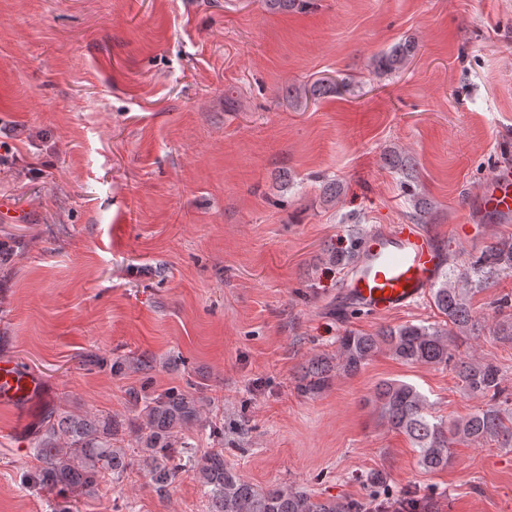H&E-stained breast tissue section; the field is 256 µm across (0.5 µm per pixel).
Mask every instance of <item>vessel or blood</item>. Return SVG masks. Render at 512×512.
Returning <instances> with one entry per match:
<instances>
[{
  "label": "vessel or blood",
  "mask_w": 512,
  "mask_h": 512,
  "mask_svg": "<svg viewBox=\"0 0 512 512\" xmlns=\"http://www.w3.org/2000/svg\"><path fill=\"white\" fill-rule=\"evenodd\" d=\"M482 210L512 222V169L502 168L480 193ZM444 252L434 234L415 224H392L366 233L342 284V296L370 315L399 313L422 302L438 279ZM39 378L10 360L0 361V405L23 410L42 399Z\"/></svg>",
  "instance_id": "vessel-or-blood-1"
}]
</instances>
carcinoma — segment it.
<instances>
[{
    "label": "carcinoma",
    "instance_id": "cac0c4a2",
    "mask_svg": "<svg viewBox=\"0 0 512 512\" xmlns=\"http://www.w3.org/2000/svg\"><path fill=\"white\" fill-rule=\"evenodd\" d=\"M412 47L399 44L377 61L378 68L396 69L411 55ZM512 276V235L499 236L463 267L443 269L430 290L433 305L442 317L438 323H405L375 334L346 330L338 338L337 362L314 356L301 367L298 391L317 394L325 390L332 372L358 373L381 349L405 365H453L456 377L470 393L490 397V403L452 426L429 411L426 397L403 381H383L371 402L394 431L405 434L425 469L448 466L456 442L497 441L512 446V391L503 385L500 368L483 360H454L450 343L476 330L468 302L471 290L489 281ZM132 368L148 374L153 359L145 356L117 357L112 370ZM138 413L124 422V430L140 452L156 491L164 495L175 479L192 471L209 504V512H364L365 504L353 499L317 498L300 489L279 484L258 487L245 481L224 459L218 448L195 458L189 444L176 434L200 421V399L192 390L171 387L160 393L143 386L134 392ZM115 420L95 413L77 414L56 407L29 438L42 466L25 476L39 490L93 492L106 478L121 480L133 464L128 449L117 445ZM397 502L406 512H430L433 504L424 498L404 495Z\"/></svg>",
    "mask_w": 512,
    "mask_h": 512
}]
</instances>
